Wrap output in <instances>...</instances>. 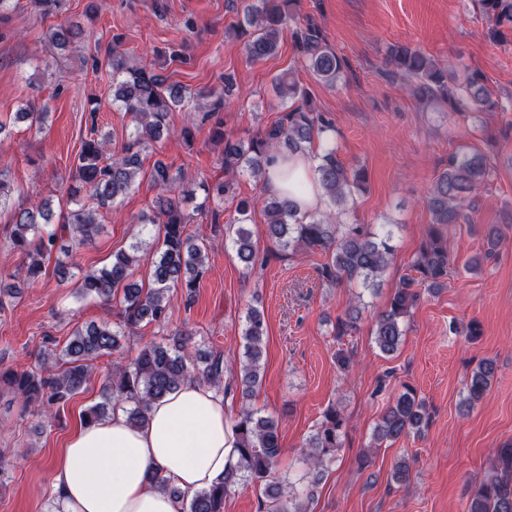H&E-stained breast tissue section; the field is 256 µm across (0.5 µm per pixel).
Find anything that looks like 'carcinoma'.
Masks as SVG:
<instances>
[{
    "mask_svg": "<svg viewBox=\"0 0 512 512\" xmlns=\"http://www.w3.org/2000/svg\"><path fill=\"white\" fill-rule=\"evenodd\" d=\"M299 0H250L243 7V20L236 33L245 39L249 59L261 60L273 54L289 24H294L292 38L296 51L313 73L325 83L342 79L349 69L347 60L328 43L323 27L310 15L296 14ZM475 9L485 18L488 37L497 43L507 41L512 34V0H473ZM80 35V28L60 23L50 26L44 40L57 49L68 48ZM112 67V101L119 104L135 122L134 133L110 157L104 156L101 142L91 137L82 141L75 158L72 179L74 193L86 192L98 209H109L118 197L126 194L141 172L140 151L169 132L166 118L173 109L188 101L183 87L167 82L151 60L136 66L128 65L119 50V39H112L106 48ZM390 72L410 79L411 94L420 102L447 105L458 112H496L505 107L487 85L485 76L476 70H465L463 80L446 70L420 50L397 43L390 48L386 61ZM279 96L290 100L282 116L266 127L262 134L237 138L224 133L219 114L232 105L234 83L224 81V92L202 111L201 121L212 122L214 136L224 141V171L230 178L214 183L201 182L198 188L204 197L193 208L187 203L192 195L177 192L178 178L161 162L154 165L151 181L157 189L150 216L141 223L160 226L161 245L151 262L147 280L134 279L144 251L138 239L127 251L112 255L105 266L82 274L78 293L94 297L119 308V322L90 323L76 328L67 345L60 351L43 353L39 371H0V387L8 385L22 400L24 407L45 417L54 407L79 394L91 381L93 361L112 355L120 346L119 337L133 331L142 323L164 321L170 306V290L180 287L191 296L197 281L206 273V247L186 233L187 224L195 215L209 211L219 216L212 204L236 202L237 219L225 227L231 238L237 259L247 271L254 269L257 250L247 228L254 202L237 199L234 177L247 174L266 191V170L273 153H308L317 162L315 173L330 211L327 213H298L291 198L272 194L263 199L268 235L286 250L318 251L326 255L320 273L326 280L339 285L357 282L365 289L377 286L379 278L393 255L392 233L371 232L363 224L343 221L350 198L368 189L365 170L349 169L340 160L336 147L329 144L335 132L333 122L311 108L305 90L292 71L275 77ZM47 113L34 106L14 113L13 121L25 122L42 129ZM325 144L322 151L313 153L312 145ZM492 177V166L479 150H460L448 155L445 168L437 176L424 202L431 218L428 233L411 260L412 274L404 277L375 320V343L385 354L397 351L404 335V319L420 299L419 288L435 291L447 286L452 272V257L448 247V231L457 224L471 223L470 213L477 209L476 198ZM11 216L10 244L25 255V262L8 275L0 274V310L7 299L18 297L20 285L34 284L45 269L53 252H69L92 241L100 230L95 211L77 205L60 215L57 227L43 231L51 223V201H32L24 191H14L6 175L0 172V211ZM360 311L354 307L336 318V339L351 334L357 328ZM266 331L260 310L252 308L246 315L242 332L244 341L240 373L224 382L223 356H203L191 351L187 343L165 346L151 341L144 344L127 364L112 370L102 387L103 401L89 407L83 419L90 423L106 418L112 405H128L129 422L138 426L147 421L150 405L175 391L188 379L224 390V395L239 392L242 406L233 426L236 461L227 467L224 477L207 489L190 495L189 512H224V499L242 480L257 483L262 492L259 512H308L315 489L328 465L335 460L336 451L343 447L346 418L340 410L328 409L320 426L309 437L303 452V463L309 468L305 494L293 486L283 488L274 472L282 448L279 423L271 416L250 405L264 373V339ZM495 370L492 361L483 359L472 369L465 407L483 398L489 390ZM429 417L424 401L417 391L405 386L387 403L375 428L378 441L395 442L403 436L418 434L426 427ZM467 512H512V445L498 449L491 462L490 474L470 488Z\"/></svg>",
    "mask_w": 512,
    "mask_h": 512,
    "instance_id": "cac0c4a2",
    "label": "carcinoma"
}]
</instances>
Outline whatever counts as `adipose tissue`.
<instances>
[{
	"instance_id": "obj_1",
	"label": "adipose tissue",
	"mask_w": 512,
	"mask_h": 512,
	"mask_svg": "<svg viewBox=\"0 0 512 512\" xmlns=\"http://www.w3.org/2000/svg\"><path fill=\"white\" fill-rule=\"evenodd\" d=\"M313 159L285 153L269 164L268 188L294 195L300 213L323 205ZM303 192H295L294 183ZM233 435L222 394L192 380L151 404L134 427L124 405L102 421L80 425L52 464L53 496L45 512H183V504L155 489L159 474L185 493L209 487L233 460Z\"/></svg>"
}]
</instances>
